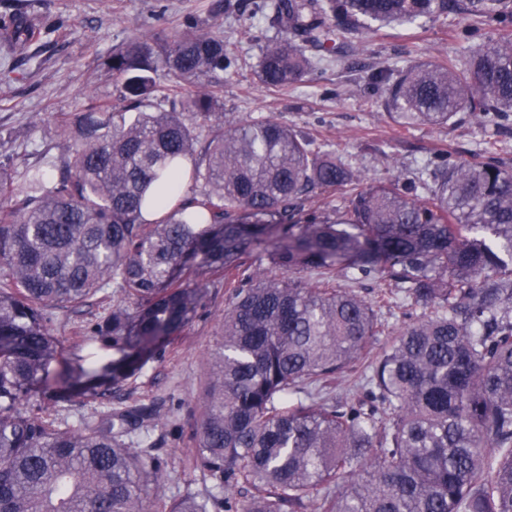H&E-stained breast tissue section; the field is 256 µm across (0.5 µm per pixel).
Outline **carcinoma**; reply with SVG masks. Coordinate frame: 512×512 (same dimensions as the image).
<instances>
[{
	"label": "carcinoma",
	"mask_w": 512,
	"mask_h": 512,
	"mask_svg": "<svg viewBox=\"0 0 512 512\" xmlns=\"http://www.w3.org/2000/svg\"><path fill=\"white\" fill-rule=\"evenodd\" d=\"M268 7L281 31L258 61L268 87L372 30L451 15L484 40L378 67L382 108L402 127L512 114V0ZM0 30L16 47L36 35L22 12ZM227 60L196 22L132 39L103 61L126 109L95 97L59 121L61 155L21 172L0 158V512H148L163 462L128 439L159 412L62 426L56 406L139 373L193 319L207 276L226 288L196 429L209 486L162 512H512V169L447 160L420 189L366 179L291 126L220 111ZM336 190L343 208L312 206ZM335 270L375 281L377 300ZM111 286L122 303L88 341L112 360L61 359L53 310ZM396 290L418 311L373 353ZM354 372L353 397L323 394Z\"/></svg>",
	"instance_id": "cac0c4a2"
}]
</instances>
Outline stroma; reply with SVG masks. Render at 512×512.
<instances>
[{
  "mask_svg": "<svg viewBox=\"0 0 512 512\" xmlns=\"http://www.w3.org/2000/svg\"><path fill=\"white\" fill-rule=\"evenodd\" d=\"M267 0H0V17L15 7L39 25V38L15 50L0 40V154L18 162H39L43 151L59 154L56 126L62 115L80 111L89 97L110 98L121 106L120 86L102 63L113 48L133 37H148L200 20L219 32L229 51L222 75L224 109L241 119L273 117L294 126L324 149L368 177L402 174L420 177L440 155L486 159L488 141L496 155L512 165V118L491 124L468 118L453 129L418 126L404 129L379 106L367 83L371 68L444 60L466 51L448 34L446 19H423L368 35L344 49L338 60L312 70L285 90L263 85L256 73L262 47L277 35L269 20ZM206 300L182 333L164 344L159 356L120 387L84 402L64 406L62 420L132 404L177 408L175 420H161L135 436L152 447L164 463L161 485L165 503L200 490L195 470L196 403L205 385L208 358L224 313L225 288L205 279ZM108 302L92 299L86 306L56 312L51 333L64 357L87 354L86 332L103 316Z\"/></svg>",
  "mask_w": 512,
  "mask_h": 512,
  "instance_id": "1",
  "label": "stroma"
}]
</instances>
